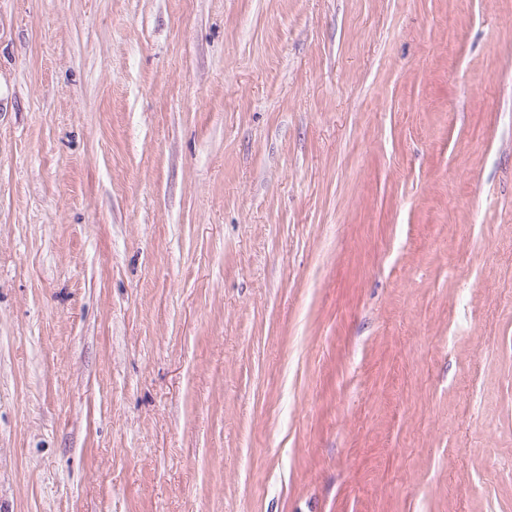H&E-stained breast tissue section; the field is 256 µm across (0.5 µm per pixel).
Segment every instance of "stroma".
I'll return each instance as SVG.
<instances>
[{
    "label": "stroma",
    "instance_id": "stroma-1",
    "mask_svg": "<svg viewBox=\"0 0 512 512\" xmlns=\"http://www.w3.org/2000/svg\"><path fill=\"white\" fill-rule=\"evenodd\" d=\"M0 512H512V0H0Z\"/></svg>",
    "mask_w": 512,
    "mask_h": 512
}]
</instances>
